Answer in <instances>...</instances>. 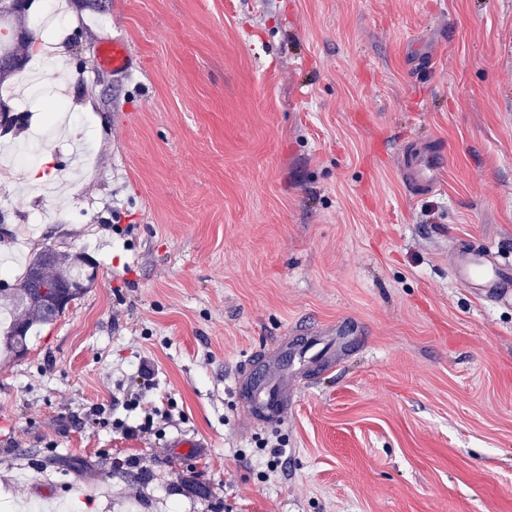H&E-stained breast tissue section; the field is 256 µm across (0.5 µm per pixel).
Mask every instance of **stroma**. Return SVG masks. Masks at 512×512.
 <instances>
[{"label": "stroma", "instance_id": "1", "mask_svg": "<svg viewBox=\"0 0 512 512\" xmlns=\"http://www.w3.org/2000/svg\"><path fill=\"white\" fill-rule=\"evenodd\" d=\"M1 23L0 82L45 94L0 149L56 100L88 159L40 145L0 253L27 236L95 278L0 359V512H512V295L450 272L475 239L512 263V0H29ZM113 35L123 72L98 61ZM410 141L445 153L416 197ZM39 170L65 175L47 202ZM347 324L285 423L243 415L246 360ZM98 53L100 63L112 71L126 69L132 60L127 43L121 37H112L101 42Z\"/></svg>", "mask_w": 512, "mask_h": 512}]
</instances>
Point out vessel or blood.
<instances>
[{
    "label": "vessel or blood",
    "instance_id": "b4317fda",
    "mask_svg": "<svg viewBox=\"0 0 512 512\" xmlns=\"http://www.w3.org/2000/svg\"><path fill=\"white\" fill-rule=\"evenodd\" d=\"M99 61L113 71L126 69L131 62L126 41L120 37L104 40L99 46ZM444 164L443 152L419 147L403 159L406 180L411 191L432 190ZM451 269L456 282L476 294L494 300L512 294V265L496 262L480 244L453 251ZM310 341L281 348L272 357H263L261 365L247 364L240 374L245 389L244 405L250 417L267 422L287 419L291 408L288 370L307 361Z\"/></svg>",
    "mask_w": 512,
    "mask_h": 512
}]
</instances>
